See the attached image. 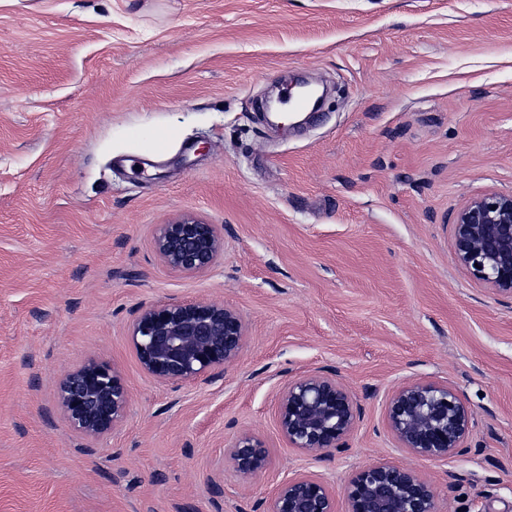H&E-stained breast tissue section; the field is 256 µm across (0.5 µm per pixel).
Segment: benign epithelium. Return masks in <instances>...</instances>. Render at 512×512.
<instances>
[{"label":"benign epithelium","mask_w":512,"mask_h":512,"mask_svg":"<svg viewBox=\"0 0 512 512\" xmlns=\"http://www.w3.org/2000/svg\"><path fill=\"white\" fill-rule=\"evenodd\" d=\"M457 262L498 292L512 294V194H487L468 202L453 224ZM155 248L171 269L207 271L224 250L214 224L182 217L158 228ZM138 360L163 382L199 378L237 359L245 325L233 309L210 302L151 306L135 319L130 336ZM57 398L75 431L96 438L119 425L130 396L120 375L91 359L67 374ZM360 407L334 374L308 372L288 381L278 394V428L288 446L323 459L346 447ZM385 424L399 447L427 461H443L469 451L474 414L446 383H400L385 403ZM242 473L263 472L265 443L239 433L228 450ZM348 512H438L431 484L415 469L380 460L356 468L344 488ZM265 512H337L336 494L316 475L285 480Z\"/></svg>","instance_id":"obj_1"}]
</instances>
